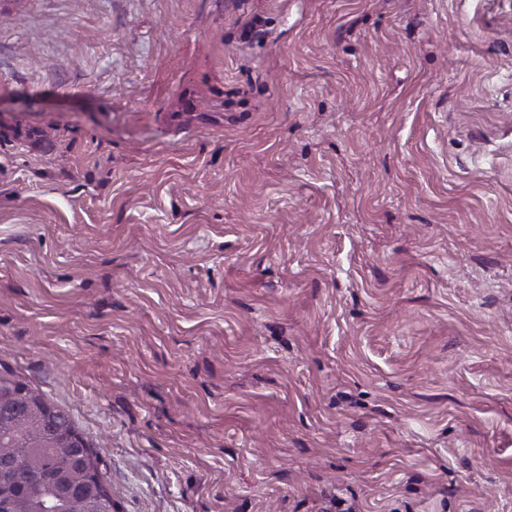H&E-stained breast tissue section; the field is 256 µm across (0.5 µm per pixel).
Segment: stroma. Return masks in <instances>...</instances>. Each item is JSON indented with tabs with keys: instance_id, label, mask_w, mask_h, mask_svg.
I'll list each match as a JSON object with an SVG mask.
<instances>
[{
	"instance_id": "obj_1",
	"label": "stroma",
	"mask_w": 512,
	"mask_h": 512,
	"mask_svg": "<svg viewBox=\"0 0 512 512\" xmlns=\"http://www.w3.org/2000/svg\"><path fill=\"white\" fill-rule=\"evenodd\" d=\"M112 512H512V0H0V375Z\"/></svg>"
}]
</instances>
